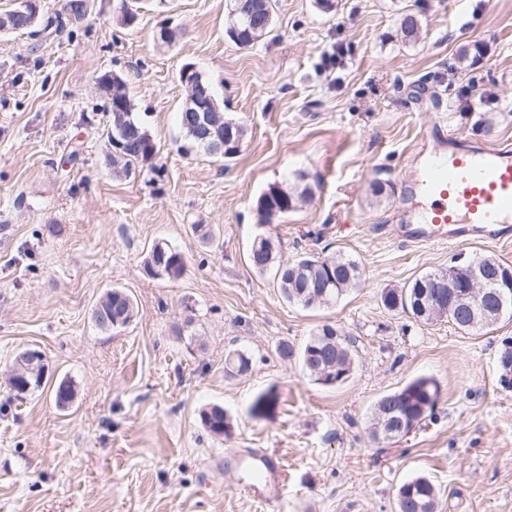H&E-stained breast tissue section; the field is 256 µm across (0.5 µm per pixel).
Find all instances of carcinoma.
I'll return each instance as SVG.
<instances>
[{"instance_id": "obj_1", "label": "carcinoma", "mask_w": 512, "mask_h": 512, "mask_svg": "<svg viewBox=\"0 0 512 512\" xmlns=\"http://www.w3.org/2000/svg\"><path fill=\"white\" fill-rule=\"evenodd\" d=\"M87 15V0H69L65 15L48 17L44 29L55 32L62 31L66 26L81 23ZM100 84L105 89L108 101H113V91L119 96L128 97L124 79L112 81L111 76L105 75ZM119 115L111 113L110 127L104 130L106 138L107 158L112 163V171L118 176H127L146 163L156 154V144L152 136L141 140H132L118 149L112 145V128L115 127ZM307 193L294 194L274 185L268 188L258 199L257 215L262 224H275L285 218L306 201ZM251 266L260 273L274 272L278 287L288 301L297 303L305 308L315 305L337 302L348 291L358 286L361 278V268L357 261L344 256H309L305 255L295 262L282 265L278 261L277 251L266 250L263 246L252 244L248 255ZM154 252H149L145 259L143 271L153 279H175L182 275L185 263L183 255L172 247H167L164 263L160 271H154L158 264ZM448 285V276L444 273H428L405 288L385 289L381 293V302L389 311H406L417 320L429 323L447 318L457 329L463 332H479L496 324L490 317H478L472 321L465 318L453 302H448V313L445 316L430 312L423 316L412 309L414 296L423 289H432V284ZM106 307L112 309V316L120 319V325L129 324L136 313V307L131 296L120 288H114L106 293ZM355 341L348 336H341L331 325L325 324L317 330L299 349L284 340L277 346L279 357L288 360L298 358L304 372L314 381L336 386L344 380H333L331 375L336 373L340 365L348 370L354 365ZM228 355L237 358V366L224 367L229 375H243L252 367L250 354L242 350H231ZM440 387L430 377H419L402 389L384 395L374 404L370 413L373 435H378V427L386 422L399 425L411 422L419 426L428 416H433L439 401ZM278 403V394L269 390L257 395L251 406V414L261 417L271 411ZM201 422L214 435L228 436L232 423L226 413H218L215 407L201 411ZM438 491L436 486L425 476H415L404 481L396 492L397 512H434Z\"/></svg>"}]
</instances>
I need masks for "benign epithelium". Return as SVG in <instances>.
<instances>
[{"mask_svg":"<svg viewBox=\"0 0 512 512\" xmlns=\"http://www.w3.org/2000/svg\"><path fill=\"white\" fill-rule=\"evenodd\" d=\"M39 15V0H15V9L0 16V31H6L13 27L20 18L27 19V25L33 26ZM270 22V14L257 10H251L246 15V27L241 31L233 28L230 35L233 38H247L252 43L260 41L261 28ZM181 79L186 87L187 95L183 103V111L189 113V121L192 132L197 140L211 145L217 151L230 146L234 142L233 126L224 125V119L220 117L218 108L212 104L208 95V89L202 82V75L192 65L182 68ZM119 111L125 113L113 131L112 144L118 146L121 141L139 134V130L128 123V113L133 107L128 104L120 106ZM448 280L461 281L462 289L454 292L469 312H484L491 310L493 317H502L512 311V278L501 281L497 277L484 274L476 263H465L463 259H457L448 266ZM445 291L436 289L428 294L419 295L417 306L422 309H430L439 312V303L443 300ZM46 368V358L43 352L37 348H27L14 359V367L11 375L21 373L28 374L31 370Z\"/></svg>","mask_w":512,"mask_h":512,"instance_id":"benign-epithelium-1","label":"benign epithelium"}]
</instances>
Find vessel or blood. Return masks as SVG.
<instances>
[{"label":"vessel or blood","mask_w":512,"mask_h":512,"mask_svg":"<svg viewBox=\"0 0 512 512\" xmlns=\"http://www.w3.org/2000/svg\"><path fill=\"white\" fill-rule=\"evenodd\" d=\"M430 199L429 227L411 235L415 241L512 236V147H461L434 151L419 181ZM246 468L252 477L247 493L264 503L280 501L286 473L277 458L259 452Z\"/></svg>","instance_id":"obj_1"}]
</instances>
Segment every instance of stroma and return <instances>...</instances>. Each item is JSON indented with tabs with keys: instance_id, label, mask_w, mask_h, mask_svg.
<instances>
[{
	"instance_id": "stroma-1",
	"label": "stroma",
	"mask_w": 512,
	"mask_h": 512,
	"mask_svg": "<svg viewBox=\"0 0 512 512\" xmlns=\"http://www.w3.org/2000/svg\"><path fill=\"white\" fill-rule=\"evenodd\" d=\"M118 4L89 0L86 19L59 35L0 33V512H395L397 488L416 475L438 488L435 512H512V388L499 364L512 319L467 334L380 301L459 255L512 263V239L387 235L420 217L423 197L408 186L422 135L442 124L457 147L512 144V0H334L328 11L274 0L273 33L249 48L227 33L226 0H142L130 28L117 25ZM405 12L419 19L418 40L402 38ZM166 22L178 31L168 45L154 39ZM476 44L479 61L460 68L459 49ZM335 46L343 56L324 61ZM187 64L246 130L233 160L185 148ZM106 73L124 78L157 147L128 178L106 159ZM464 93L479 112L461 111ZM482 112L491 129L477 126ZM272 185L313 196L263 224L257 200ZM261 235L278 240L284 264L352 257L359 286L334 304L288 302L273 273L248 262ZM158 242L182 253L180 278L145 275ZM115 287L137 314L106 330L94 311ZM323 324L357 340L353 373L336 387L276 352ZM29 347L48 370L18 396L8 373ZM234 349L253 364L229 377ZM419 376L440 386L435 415L401 439L373 436L376 400ZM63 382L74 396L61 405ZM268 389L276 409L251 416ZM213 405L230 416L229 436L203 426ZM229 448L281 460L277 507L225 470Z\"/></svg>"
}]
</instances>
